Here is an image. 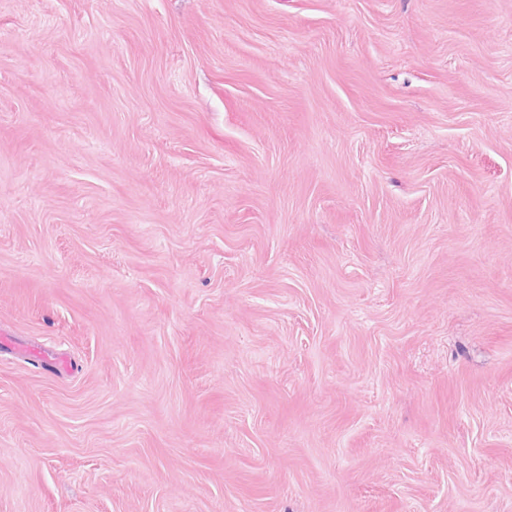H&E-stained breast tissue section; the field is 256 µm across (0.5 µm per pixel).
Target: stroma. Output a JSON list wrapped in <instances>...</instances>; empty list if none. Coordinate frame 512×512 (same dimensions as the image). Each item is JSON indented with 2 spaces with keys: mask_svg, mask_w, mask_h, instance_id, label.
Masks as SVG:
<instances>
[{
  "mask_svg": "<svg viewBox=\"0 0 512 512\" xmlns=\"http://www.w3.org/2000/svg\"><path fill=\"white\" fill-rule=\"evenodd\" d=\"M2 332L0 512H512V0H0Z\"/></svg>",
  "mask_w": 512,
  "mask_h": 512,
  "instance_id": "1",
  "label": "stroma"
}]
</instances>
